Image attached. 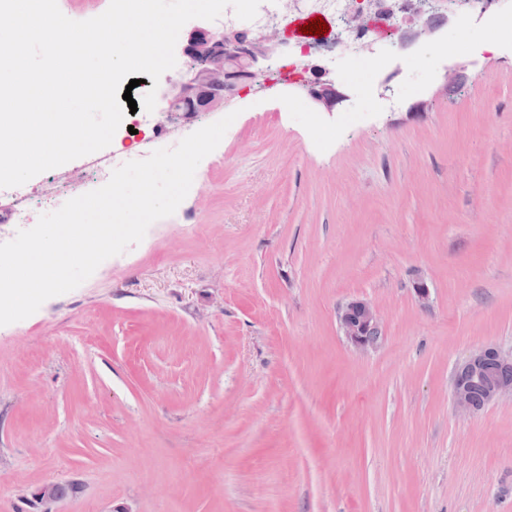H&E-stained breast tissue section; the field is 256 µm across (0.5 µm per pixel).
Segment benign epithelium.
Returning a JSON list of instances; mask_svg holds the SVG:
<instances>
[{
	"label": "benign epithelium",
	"mask_w": 512,
	"mask_h": 512,
	"mask_svg": "<svg viewBox=\"0 0 512 512\" xmlns=\"http://www.w3.org/2000/svg\"><path fill=\"white\" fill-rule=\"evenodd\" d=\"M472 0H456L444 6L438 0H416L414 15L418 24L397 29L400 47L406 48L424 36H430L451 18L466 11ZM399 9L397 0H351L345 14L350 30L361 31L380 17L391 18ZM290 42L285 31L274 23L251 37L227 24L224 30L213 33L196 23L188 31L181 46L185 70L163 95L166 112L175 113L181 123L195 122L201 115L214 112L232 99L244 86L267 73L272 64L288 55ZM310 74L305 95L326 112L347 100V94L336 85L335 78L314 64L303 67ZM338 326L349 343L360 350L378 345L382 321L375 306L366 299H352L340 306L336 313ZM494 364L499 368L512 367V352L504 353L495 347H485L471 353L454 370L452 397L458 412L473 414L481 407L512 398V381L488 370ZM482 387V405L472 399V388Z\"/></svg>",
	"instance_id": "1"
}]
</instances>
